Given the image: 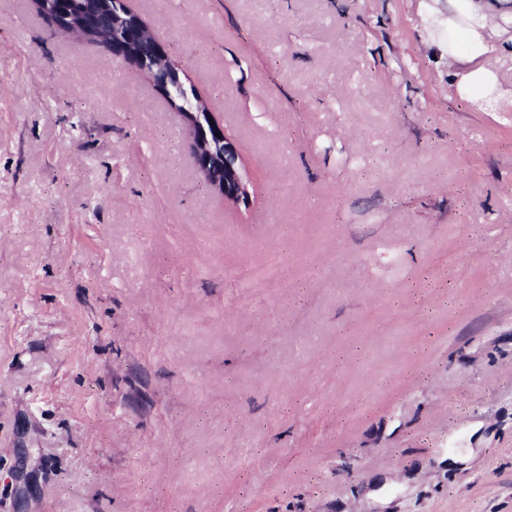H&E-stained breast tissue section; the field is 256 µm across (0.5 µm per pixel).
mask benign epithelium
<instances>
[{"mask_svg":"<svg viewBox=\"0 0 512 512\" xmlns=\"http://www.w3.org/2000/svg\"><path fill=\"white\" fill-rule=\"evenodd\" d=\"M66 21L55 29L64 35L89 39L93 32L112 56L140 68H152L150 77L162 91H168L170 76L177 68L169 60L165 43L152 33L138 16L125 5V0H100L91 14L62 15ZM190 140L193 158L203 178L224 196V201L237 204L248 198V176L243 160L224 129L212 123L204 105L197 112L181 113ZM220 135H215V132Z\"/></svg>","mask_w":512,"mask_h":512,"instance_id":"obj_1","label":"benign epithelium"}]
</instances>
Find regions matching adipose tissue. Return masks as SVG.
<instances>
[{
    "label": "adipose tissue",
    "mask_w": 512,
    "mask_h": 512,
    "mask_svg": "<svg viewBox=\"0 0 512 512\" xmlns=\"http://www.w3.org/2000/svg\"><path fill=\"white\" fill-rule=\"evenodd\" d=\"M448 27L467 45L466 53L449 52L448 70L457 79L456 90L466 97L479 96L487 105L500 99L495 73L478 60L495 48L500 21L512 18V0H446Z\"/></svg>",
    "instance_id": "1"
}]
</instances>
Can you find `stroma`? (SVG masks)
I'll list each match as a JSON object with an SVG mask.
<instances>
[{"label":"stroma","mask_w":512,"mask_h":512,"mask_svg":"<svg viewBox=\"0 0 512 512\" xmlns=\"http://www.w3.org/2000/svg\"><path fill=\"white\" fill-rule=\"evenodd\" d=\"M133 65L0 0V512H512V109L422 0H126ZM198 104L199 110L205 112L181 113L193 158L203 178L224 196V201L237 204L249 195L245 165L231 139L224 134V129L211 119L210 112H206L200 98ZM211 122H214V125H211ZM197 126L200 127L198 130ZM216 131L220 132V137H216ZM214 167L224 171L223 181L211 178Z\"/></svg>","instance_id":"stroma-1"}]
</instances>
